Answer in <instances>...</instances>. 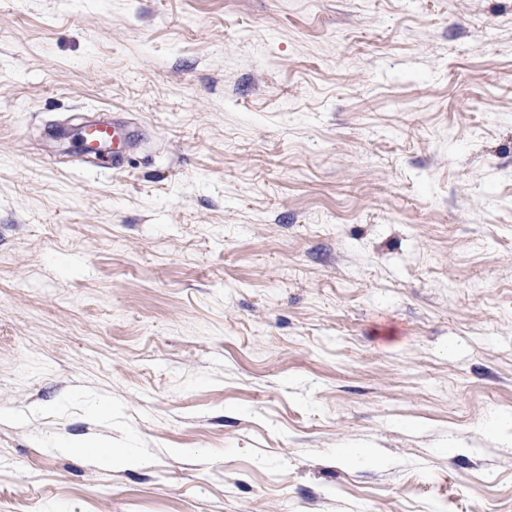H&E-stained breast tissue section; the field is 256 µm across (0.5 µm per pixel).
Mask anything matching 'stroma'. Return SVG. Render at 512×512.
Wrapping results in <instances>:
<instances>
[{
  "label": "stroma",
  "mask_w": 512,
  "mask_h": 512,
  "mask_svg": "<svg viewBox=\"0 0 512 512\" xmlns=\"http://www.w3.org/2000/svg\"><path fill=\"white\" fill-rule=\"evenodd\" d=\"M21 504L512 512V0H0ZM83 131L87 137H82L84 143L78 139L80 154L89 158L97 170L114 171L123 168L129 160L131 151L147 138L140 128L126 130L105 119L93 121ZM88 137L92 142L99 144L107 142L100 146L97 143L92 144V148L88 149Z\"/></svg>",
  "instance_id": "stroma-1"
}]
</instances>
